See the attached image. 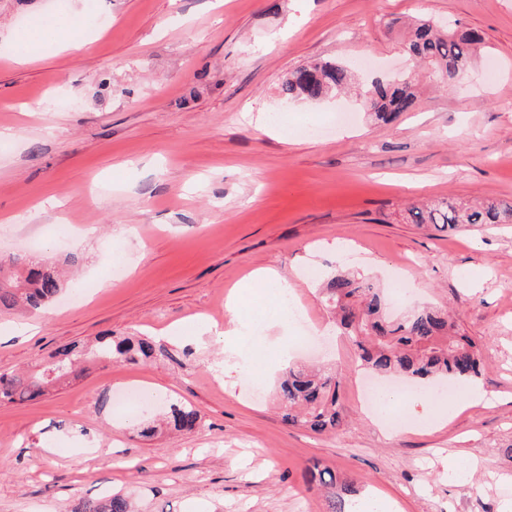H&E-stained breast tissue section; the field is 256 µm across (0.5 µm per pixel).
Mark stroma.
Wrapping results in <instances>:
<instances>
[{"label":"stroma","instance_id":"1","mask_svg":"<svg viewBox=\"0 0 512 512\" xmlns=\"http://www.w3.org/2000/svg\"><path fill=\"white\" fill-rule=\"evenodd\" d=\"M63 36L21 38L53 0H0V256L73 252L82 300L0 315V373L34 369L61 345L145 333L172 358L96 363L27 405L0 402V512H80L121 492L139 512H327L309 468L348 478L360 506L398 512H501L512 503V224L425 229L410 204L446 196L512 200V0H66ZM456 20L484 47L454 86L417 73V107L391 124L359 98H281L283 77L313 60L363 82L410 69L417 20ZM74 104H65L71 90ZM72 232L59 237L58 229ZM339 242L344 258L328 248ZM125 272L114 276V256ZM270 268L292 285L319 336L250 337L260 371L216 379L229 295ZM373 280L396 316L459 314L478 344L492 404L444 426L383 432L361 404L363 370L325 307L324 280ZM415 288L392 304L398 281ZM290 351L283 359L282 351ZM336 368L345 424L318 435L285 423L287 365ZM191 404L192 434L140 435L142 413L100 407L104 389ZM469 470L451 475L452 463Z\"/></svg>","mask_w":512,"mask_h":512}]
</instances>
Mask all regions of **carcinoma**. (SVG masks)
I'll list each match as a JSON object with an SVG mask.
<instances>
[{
    "label": "carcinoma",
    "instance_id": "1",
    "mask_svg": "<svg viewBox=\"0 0 512 512\" xmlns=\"http://www.w3.org/2000/svg\"><path fill=\"white\" fill-rule=\"evenodd\" d=\"M481 36L459 23L439 25L422 20L408 33L404 51L417 67L430 72L441 83L461 80L473 60ZM350 83L348 68L336 61H317L291 72L281 83V96L287 100L318 101L328 94L345 90ZM413 80L377 79L364 93L365 109L377 121L389 123L417 104ZM415 224L456 229L481 224H512V202L486 200L474 203L447 197L427 208H409ZM71 254L60 260L54 256H0V313L36 312L51 304L67 287L68 281L55 268L78 264ZM327 306L357 346L359 357L372 373L386 376L399 373L412 382L435 378L462 380L480 374L479 349L462 333L455 321L440 310L424 307L412 315L391 320L384 315L377 287L367 278L345 274L332 277L326 287ZM167 349L149 336L98 337L97 345L77 344L59 347L34 371L0 375V401L29 403L68 385L85 373L91 362L126 366L148 365ZM278 400L283 420L323 433L343 423V407L337 374H312L290 368L282 378ZM168 424L182 433L194 432L201 423L199 411L181 401L164 403ZM81 512H135L120 494L107 499L87 500Z\"/></svg>",
    "mask_w": 512,
    "mask_h": 512
}]
</instances>
